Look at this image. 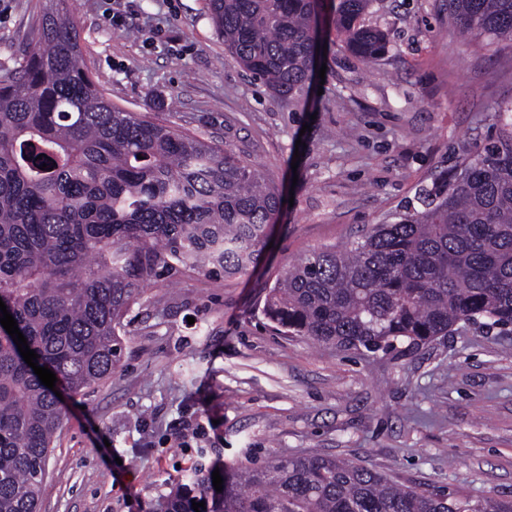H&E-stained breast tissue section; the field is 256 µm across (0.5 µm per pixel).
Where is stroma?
I'll use <instances>...</instances> for the list:
<instances>
[{
    "label": "stroma",
    "mask_w": 512,
    "mask_h": 512,
    "mask_svg": "<svg viewBox=\"0 0 512 512\" xmlns=\"http://www.w3.org/2000/svg\"><path fill=\"white\" fill-rule=\"evenodd\" d=\"M337 3L321 0L326 74L292 104L235 62L207 0H74L85 59L113 104L252 162L280 213L247 275L179 269L145 288L120 367L62 393L39 512H163L196 463L272 454L349 458L482 504L512 499L511 329L369 352L288 335L263 313L290 263L419 205L459 147L495 138L512 102V42L458 41L446 0H374L362 23L389 45L369 66L332 32ZM38 5L0 0V76L22 64Z\"/></svg>",
    "instance_id": "1"
}]
</instances>
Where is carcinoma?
<instances>
[{
    "label": "carcinoma",
    "instance_id": "carcinoma-1",
    "mask_svg": "<svg viewBox=\"0 0 512 512\" xmlns=\"http://www.w3.org/2000/svg\"><path fill=\"white\" fill-rule=\"evenodd\" d=\"M70 0H48L26 60L0 80V300L40 366L73 392L120 362V332L145 286L173 269L240 276L257 265L280 201L240 155L112 104L90 71ZM373 0H339L336 33L371 64L387 51L359 25ZM319 0H208L224 46L290 98L313 69ZM463 37L512 40V0H448ZM47 168H42V164ZM264 314L340 348L387 350L481 320L512 328V127L464 147L406 207L345 246L287 267ZM64 419L0 328V512H39ZM191 469L167 512H512L457 491H419L357 462L307 454Z\"/></svg>",
    "mask_w": 512,
    "mask_h": 512
}]
</instances>
